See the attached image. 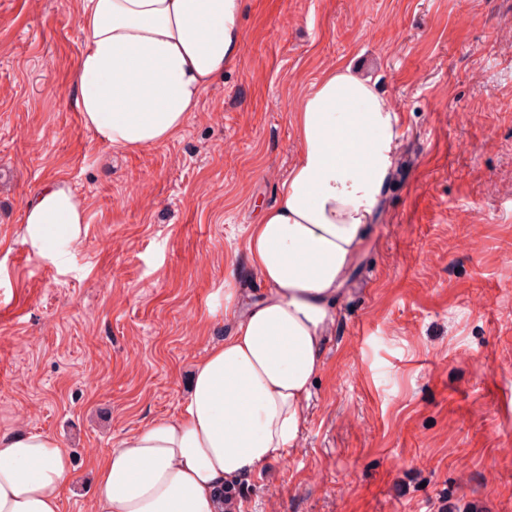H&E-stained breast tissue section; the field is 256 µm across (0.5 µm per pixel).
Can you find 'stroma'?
Wrapping results in <instances>:
<instances>
[{
    "mask_svg": "<svg viewBox=\"0 0 512 512\" xmlns=\"http://www.w3.org/2000/svg\"><path fill=\"white\" fill-rule=\"evenodd\" d=\"M82 0H0V439L97 461L179 412L229 335L225 282L265 292L251 224L298 158L291 116L337 62L402 115L398 167L336 296L288 457L243 512H512V0H243L245 38L182 133L122 151L75 105ZM68 186L81 237L24 242L36 190Z\"/></svg>",
    "mask_w": 512,
    "mask_h": 512,
    "instance_id": "35a3bbf8",
    "label": "stroma"
}]
</instances>
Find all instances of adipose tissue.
Returning <instances> with one entry per match:
<instances>
[{"instance_id":"adipose-tissue-1","label":"adipose tissue","mask_w":512,"mask_h":512,"mask_svg":"<svg viewBox=\"0 0 512 512\" xmlns=\"http://www.w3.org/2000/svg\"><path fill=\"white\" fill-rule=\"evenodd\" d=\"M241 0H83L74 82L85 125L123 150L175 138L204 93L238 62ZM298 159L251 225L246 254L266 286L236 310L232 336L194 365L181 410L126 435L97 465L92 512H232L224 499L287 457L321 369L332 302L396 165L402 118L375 81L325 70L293 116ZM84 214L62 185L28 204L39 255L76 240ZM69 449L46 433L0 441V512H61Z\"/></svg>"}]
</instances>
